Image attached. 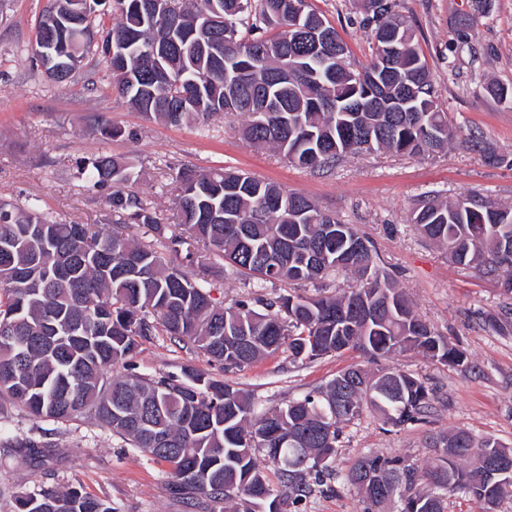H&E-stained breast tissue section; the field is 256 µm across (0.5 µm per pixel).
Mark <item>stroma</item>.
I'll use <instances>...</instances> for the list:
<instances>
[{"label":"stroma","instance_id":"1","mask_svg":"<svg viewBox=\"0 0 512 512\" xmlns=\"http://www.w3.org/2000/svg\"><path fill=\"white\" fill-rule=\"evenodd\" d=\"M52 2L0 0V201L35 195L59 220L103 223L105 210L80 188L77 164L117 154L139 170L138 192L168 219L177 166H234L354 225L417 314L467 356L466 366L454 368L413 352L378 359L376 369L397 368L425 381L435 394L433 414L426 422L390 430L378 417L363 414L344 430L329 488L315 491L297 512H363L361 493L346 480L352 462L363 455H398L422 465L441 454L427 437L458 429L512 447V321L498 319L512 308V293L504 294L496 279L452 263L411 222L421 197L436 190L450 200L479 194L512 207V100H497L486 90L492 82L512 85V0H489L482 11L476 0H395L397 13L415 30L437 102L461 133L433 157L362 153L344 158L333 171L315 173L243 141L238 116L190 117L177 126L145 119L108 88L97 56H85L64 84L47 83L32 45ZM313 3L349 46L352 62L368 64L372 49L360 25L362 0ZM103 121L125 129V136L104 138ZM472 134L500 155L499 163H485L468 140ZM205 278L222 306L251 293L249 277L218 259ZM366 362L352 350L311 363L281 353L223 373L203 354L159 335L142 344L127 369L156 376L190 365L222 373L252 394L260 414L325 385L348 365ZM0 416L7 423L0 436V512H13V493L44 484L107 499L113 512H190L170 493L165 464L129 447L93 417L35 420L9 405L0 408ZM32 440L44 444V452L29 451Z\"/></svg>","mask_w":512,"mask_h":512}]
</instances>
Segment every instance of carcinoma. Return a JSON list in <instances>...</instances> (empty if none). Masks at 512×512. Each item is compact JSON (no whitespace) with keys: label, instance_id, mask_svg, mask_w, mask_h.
<instances>
[{"label":"carcinoma","instance_id":"obj_1","mask_svg":"<svg viewBox=\"0 0 512 512\" xmlns=\"http://www.w3.org/2000/svg\"><path fill=\"white\" fill-rule=\"evenodd\" d=\"M113 0L118 21L77 16L55 29L60 55L80 60L123 54L113 93L148 120L179 125L191 115L247 117L242 138L295 167L330 171L349 154L448 150L460 128L437 103L415 32L394 0H364L372 40L366 66L310 0ZM86 191L117 224H142L172 255L201 242L253 280V287L306 284L316 293L243 297L216 304L209 283L118 230L64 224L29 198L0 202V402L33 419L97 421L168 467L171 489L205 512H285L331 475L344 428L366 411L392 427L429 416L434 396L412 373L372 375L350 365L325 386L252 417L237 384L191 366L181 374L108 376L151 337L198 347L224 370L244 369L288 349L294 361L345 350L372 358L421 352L450 367L466 356L415 314L377 264L366 238L336 213L277 183L231 166L181 167L174 223L139 195V173L120 155L77 165ZM412 221L449 259L512 292V210L487 197L426 196ZM344 270L359 286L322 293ZM443 457L423 468L400 456H361L346 479L367 477L387 493L362 492L364 512H383L396 494L402 512H444L451 494L496 512L512 497V473L494 476L490 458L512 448L466 430L431 436ZM263 455L288 487H271ZM430 493L414 491L420 479ZM14 512H112L107 500L75 488L40 486L13 497Z\"/></svg>","mask_w":512,"mask_h":512}]
</instances>
